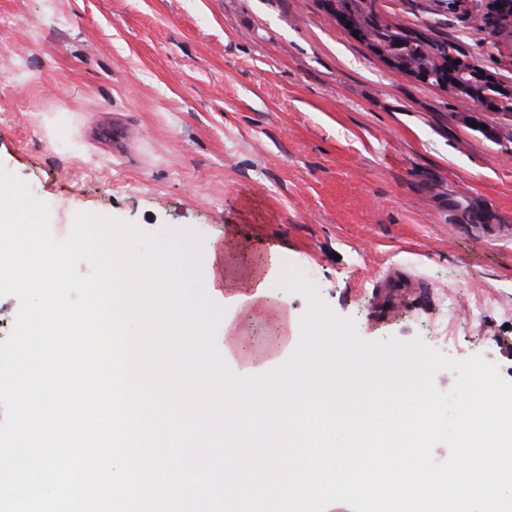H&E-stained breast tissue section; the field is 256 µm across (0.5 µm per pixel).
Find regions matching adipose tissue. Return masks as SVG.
Wrapping results in <instances>:
<instances>
[{
  "instance_id": "obj_1",
  "label": "adipose tissue",
  "mask_w": 512,
  "mask_h": 512,
  "mask_svg": "<svg viewBox=\"0 0 512 512\" xmlns=\"http://www.w3.org/2000/svg\"><path fill=\"white\" fill-rule=\"evenodd\" d=\"M242 246L234 236H226L209 265L223 286L225 300L234 312L224 320V346L237 369L258 368L283 354L292 340V312L288 301L271 283L278 275L274 249H266L260 266L241 264ZM263 328L265 338L255 341L254 328Z\"/></svg>"
}]
</instances>
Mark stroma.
<instances>
[{"label":"stroma","mask_w":512,"mask_h":512,"mask_svg":"<svg viewBox=\"0 0 512 512\" xmlns=\"http://www.w3.org/2000/svg\"><path fill=\"white\" fill-rule=\"evenodd\" d=\"M435 2L375 5L512 79ZM474 109L320 0H0V166L55 239L88 213L194 232L207 255L270 242L362 339L481 355L512 382V143Z\"/></svg>","instance_id":"35a3bbf8"}]
</instances>
